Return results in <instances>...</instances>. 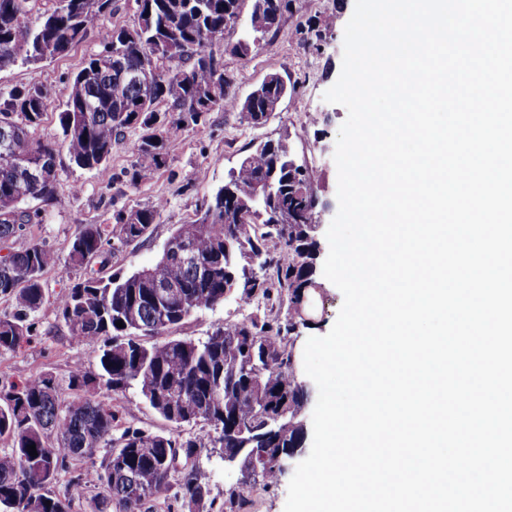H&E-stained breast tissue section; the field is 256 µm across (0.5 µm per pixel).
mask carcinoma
<instances>
[{
    "instance_id": "cac0c4a2",
    "label": "carcinoma",
    "mask_w": 512,
    "mask_h": 512,
    "mask_svg": "<svg viewBox=\"0 0 512 512\" xmlns=\"http://www.w3.org/2000/svg\"><path fill=\"white\" fill-rule=\"evenodd\" d=\"M31 2L0 0V70L16 62L12 49L36 64L64 54L93 28L103 31V53L68 81L59 125L71 163L106 182L112 145L131 131L130 183L137 185L174 152L178 132L208 113L228 103L256 127L287 94L283 79L271 74L238 101L224 69L206 52L226 42L224 20L243 0H133L138 23L130 31L106 23L112 0H54L35 16ZM251 2L250 29L263 35L278 26L291 0ZM145 62L161 73L150 89L134 75ZM54 102L52 89L36 80L0 96V128H9L36 161L58 153L55 143L33 137ZM261 181L270 182V193L256 198ZM26 189L19 155L0 147L1 246L44 222L40 210L16 203ZM319 205L313 170L296 162L288 138L267 140L230 171L196 220L178 225L152 274L86 272L64 285L54 299L57 312L74 342L99 343V372L73 364L67 400L49 372L0 391V438L12 447L0 455V512H71V502L91 490L90 512H152L150 503L168 491L178 460L216 446L243 458L265 449L264 481H276L279 454L301 447L304 437L298 415L305 392L287 337L308 325L303 312L307 291L316 287ZM163 207L159 200L120 211L110 227L83 225L63 258L35 239L0 258V299L11 307L0 315V350L30 340L31 317L48 300V270L78 271L95 260L106 267L110 239L142 240ZM259 296L288 299L285 324L251 318L218 324L203 340H157L231 297L251 303ZM131 390L173 432L122 425L112 401ZM198 425L201 431L183 434ZM78 460L82 466L70 469ZM62 471L70 478L59 496L52 486ZM179 493L188 512L213 509L210 488L194 468L182 472Z\"/></svg>"
}]
</instances>
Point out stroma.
Listing matches in <instances>:
<instances>
[{"instance_id":"obj_1","label":"stroma","mask_w":512,"mask_h":512,"mask_svg":"<svg viewBox=\"0 0 512 512\" xmlns=\"http://www.w3.org/2000/svg\"><path fill=\"white\" fill-rule=\"evenodd\" d=\"M354 8V0H292L276 35L261 39L258 50L241 57L225 54L224 70L233 75L231 93L245 99L266 76L279 74L288 92L275 112L260 127L242 122L238 112L209 113L204 122L180 131L179 145L167 165L153 178L131 186L128 173L133 156L126 142L112 148L110 159L114 180L103 185L96 173L74 166L66 152L56 159L58 186L48 205L44 223L32 238L45 242L59 255H66L68 244L85 224H113L116 212L136 209L164 200L165 206L143 243L116 245L109 257V272L128 273L151 264L174 229L190 222L221 185L229 169L236 167L249 149L260 141L287 137L299 161L317 175V194L322 203L317 240L321 252H328L326 231L337 212V169L333 159L335 143L347 110L323 99L324 92L338 79L343 59L344 28ZM102 44L97 31L68 53L37 66L15 64L0 70V91L36 80L50 87L57 98H64L69 76L86 59L98 53ZM67 274L57 267L44 280L51 296L34 314V334L29 343L13 352L0 351V379L20 381L37 371H49L57 378L62 397H69V370L72 361H81L86 370L97 372L99 345L71 342L69 330L52 302ZM343 302L340 290L322 280L309 311V326L299 328L294 342L295 355H302L307 339L326 335L334 325ZM287 305L259 301L243 306L228 300L210 310L192 314L171 335L180 339L205 338L217 323H233L246 318L285 321ZM123 422L153 432H171V425L145 405L135 392L114 401ZM309 447L296 449L288 461V472L269 484L241 486L238 469L201 451L195 466L210 485L214 512H284L290 471L305 459Z\"/></svg>"}]
</instances>
